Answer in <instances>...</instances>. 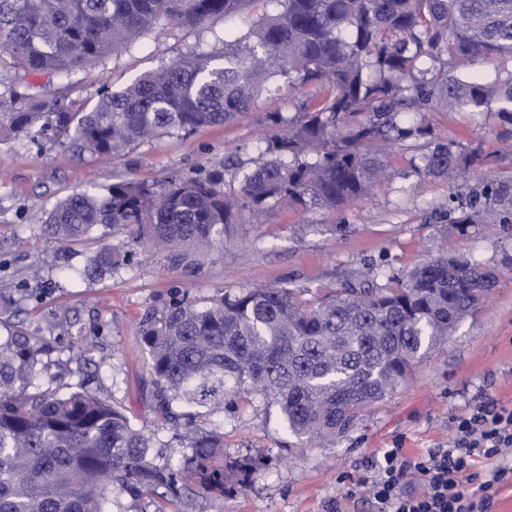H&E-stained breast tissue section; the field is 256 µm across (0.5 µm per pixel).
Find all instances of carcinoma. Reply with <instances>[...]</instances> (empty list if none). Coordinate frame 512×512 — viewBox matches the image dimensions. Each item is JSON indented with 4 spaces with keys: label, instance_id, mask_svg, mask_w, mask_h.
Wrapping results in <instances>:
<instances>
[{
    "label": "carcinoma",
    "instance_id": "cac0c4a2",
    "mask_svg": "<svg viewBox=\"0 0 512 512\" xmlns=\"http://www.w3.org/2000/svg\"><path fill=\"white\" fill-rule=\"evenodd\" d=\"M224 21L219 46L189 50L94 100L38 98L13 79L0 93V136L68 142L108 159L142 142L230 126L279 81L302 90L301 120L270 119L282 134L242 172L239 195L206 172L151 186L133 179L57 198L38 218L63 245L98 244L92 273L120 265L109 237L135 234L201 254L224 241L241 213L271 204L336 211L387 171L383 146L421 151L420 179L460 168L453 144L432 141L426 114L494 112L512 122V71L493 81L469 71L512 61V0H0V71L65 80L170 25ZM512 221V187L488 182L456 224ZM497 275L443 253L381 287L350 281L323 297L283 282L200 305L178 291L141 318L158 418L137 426L83 388L62 390L42 355L46 337L20 323L0 340V512H112V493L222 501L248 486L257 461L224 456V430H191L203 413L237 414L258 396L304 445L341 437L448 342ZM184 431L189 452L161 465L151 451Z\"/></svg>",
    "mask_w": 512,
    "mask_h": 512
}]
</instances>
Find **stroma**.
I'll return each instance as SVG.
<instances>
[{
	"instance_id": "obj_1",
	"label": "stroma",
	"mask_w": 512,
	"mask_h": 512,
	"mask_svg": "<svg viewBox=\"0 0 512 512\" xmlns=\"http://www.w3.org/2000/svg\"><path fill=\"white\" fill-rule=\"evenodd\" d=\"M223 29L220 21L165 29L131 51L108 56L92 73L79 72L65 82L31 74L26 81L43 98L93 99L101 85L117 89L186 50L210 49ZM303 98L281 87L237 124L148 141L107 164L78 155L66 143L0 141V238L11 242L0 256V291L22 297L18 319L28 329L47 334L50 311L64 321L68 334L55 354L70 359L75 352L79 358L70 360L63 386L86 384L141 426L155 417V387L138 323L148 309L163 308L176 290L189 289L205 303L283 281L309 297L348 280L380 286L390 275H405L437 256L444 244L497 273L498 287L448 344L417 364L405 385L335 445L290 446L275 406L261 399L233 418L198 417L196 431L223 426L227 456L249 455L262 466L246 489L220 505L198 500L196 512H373L366 493L350 489L373 475L384 449L398 445L415 454L447 447L452 419L472 403L512 405V224L490 234L482 225L454 224L447 216L449 194L468 193L490 180L512 181V123L496 114L475 121L463 112L429 113L436 137L454 142L466 159L464 178L418 182L410 168L414 149L397 144L390 149L391 178L346 211L278 205L258 224L245 214L223 243L201 257L183 248L156 249L130 236L123 240L129 262L100 278L76 279L68 269L84 267L90 249L63 246L27 221L64 193L90 183L109 185L118 177L163 185L220 169L225 191L240 192L241 171L261 164L262 142L281 132L270 113L295 116Z\"/></svg>"
}]
</instances>
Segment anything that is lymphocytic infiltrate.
I'll return each instance as SVG.
<instances>
[{"instance_id": "1", "label": "lymphocytic infiltrate", "mask_w": 512, "mask_h": 512, "mask_svg": "<svg viewBox=\"0 0 512 512\" xmlns=\"http://www.w3.org/2000/svg\"><path fill=\"white\" fill-rule=\"evenodd\" d=\"M512 406L483 401L454 418L448 445L414 456L383 452L362 480L375 512H488L498 491L512 486Z\"/></svg>"}]
</instances>
